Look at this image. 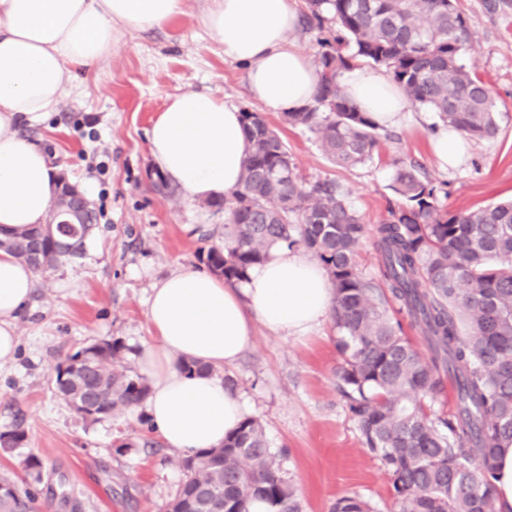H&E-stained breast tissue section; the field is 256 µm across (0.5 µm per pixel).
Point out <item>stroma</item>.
Instances as JSON below:
<instances>
[{
	"instance_id": "1",
	"label": "stroma",
	"mask_w": 512,
	"mask_h": 512,
	"mask_svg": "<svg viewBox=\"0 0 512 512\" xmlns=\"http://www.w3.org/2000/svg\"><path fill=\"white\" fill-rule=\"evenodd\" d=\"M460 0L472 45L464 62L489 83L498 106L495 138L473 140L462 163L444 171L430 151L436 113L417 107L412 122L380 137L372 162L342 168L323 154L317 135L267 111L247 85L244 65L226 60L205 24L206 0H186L173 22L123 32L109 61L93 71L66 73L56 112L19 133L41 148L94 203L96 244L82 258L42 273L18 323L14 360L0 366V431L21 423L24 447L0 453V478L24 477V460L43 462L42 497L50 512H164L183 478L181 456L143 444L137 413L91 421L53 391L55 368L66 355L100 340L121 341L125 364L139 372L149 340L145 299L151 283L171 271L200 268V230H222L224 210L163 187L151 166L148 130L167 99L206 92L226 104L263 113L308 182L333 180L367 227L401 205L393 189L397 166L414 162L447 190L451 210L475 209L512 197V6ZM332 318L304 336H275L257 328L231 375L249 417L261 422L282 469L298 490L304 512H331L357 495L374 512H392L389 481L362 442L341 393L342 358ZM126 438L116 453V437Z\"/></svg>"
}]
</instances>
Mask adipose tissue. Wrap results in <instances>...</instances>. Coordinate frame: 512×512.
<instances>
[{"instance_id": "adipose-tissue-1", "label": "adipose tissue", "mask_w": 512, "mask_h": 512, "mask_svg": "<svg viewBox=\"0 0 512 512\" xmlns=\"http://www.w3.org/2000/svg\"><path fill=\"white\" fill-rule=\"evenodd\" d=\"M185 0H0V232L44 223L58 174L19 134L57 109L68 69L106 62L125 30L166 25ZM205 22L226 59L246 65L252 96L269 111L310 102L318 75L293 38L295 0H207ZM343 85L379 126L404 123L409 100L383 75L347 72ZM154 168L188 197L219 200L240 183L249 142L240 111L203 93L171 97L148 132ZM36 272L0 250V365L13 360L17 321ZM334 292L325 271L279 246L239 284L183 268L156 281L146 300L151 342L139 365L150 380L146 412L167 448L189 455L219 447L246 416L215 376L252 343L255 324L303 336L320 324ZM209 366L187 373L184 362Z\"/></svg>"}]
</instances>
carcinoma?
<instances>
[{
	"label": "carcinoma",
	"instance_id": "cac0c4a2",
	"mask_svg": "<svg viewBox=\"0 0 512 512\" xmlns=\"http://www.w3.org/2000/svg\"><path fill=\"white\" fill-rule=\"evenodd\" d=\"M305 21L330 38L318 40V84L311 104L284 113L292 126L318 135L337 165L373 159L380 134L343 91L340 78L360 63L383 69L415 106L473 139L499 131L488 84L463 63L470 41L457 0H308ZM250 144L238 188L224 198V244L198 259L230 284L246 279L272 248L310 252L334 289L333 321L342 356L336 376L364 443L388 476L395 512H501L493 492L495 459L512 441V200L450 212L438 191L411 163L397 167L395 190L405 203L388 210L373 231L381 275L435 356L425 360L390 317L372 282L359 272L357 249L367 233L361 216L333 181L305 182L276 129L241 109ZM88 234L82 224L31 226L0 240V248L37 272L80 258ZM118 340L89 344L56 367V394L93 421L143 406L150 386L123 364ZM448 364L457 380L456 409L437 417L430 402L445 389ZM20 425L0 432L11 448L27 441ZM184 479L166 509L198 496L224 498V512H248L254 498L273 512H303L262 426L243 419L219 448L186 456ZM32 483L0 480V512H43L38 485L42 460L30 455ZM333 512H371L359 496L336 501Z\"/></svg>",
	"mask_w": 512,
	"mask_h": 512
}]
</instances>
